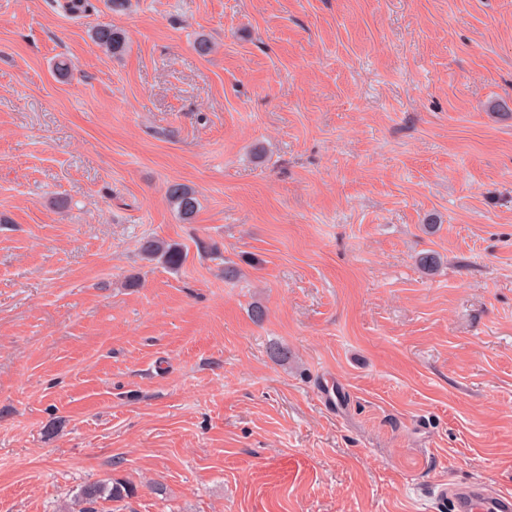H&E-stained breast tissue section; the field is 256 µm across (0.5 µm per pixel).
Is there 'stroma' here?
<instances>
[{"label": "stroma", "mask_w": 512, "mask_h": 512, "mask_svg": "<svg viewBox=\"0 0 512 512\" xmlns=\"http://www.w3.org/2000/svg\"><path fill=\"white\" fill-rule=\"evenodd\" d=\"M62 2L0 0V512L512 489V0ZM91 36L98 47L112 56H119L126 49L125 35L110 25H96L91 31ZM170 208L178 213L183 221H191L198 208L196 191L182 183H173L168 187L166 196ZM143 254L147 260L166 264L170 268H178L183 261V251L177 243H169L162 239H150L143 244ZM107 493V495H106ZM106 496V497H105ZM122 496L121 487L112 485L111 488H108L106 484H89L83 487L79 493V502H89L94 503L97 502L98 499L102 498H119Z\"/></svg>", "instance_id": "stroma-1"}]
</instances>
